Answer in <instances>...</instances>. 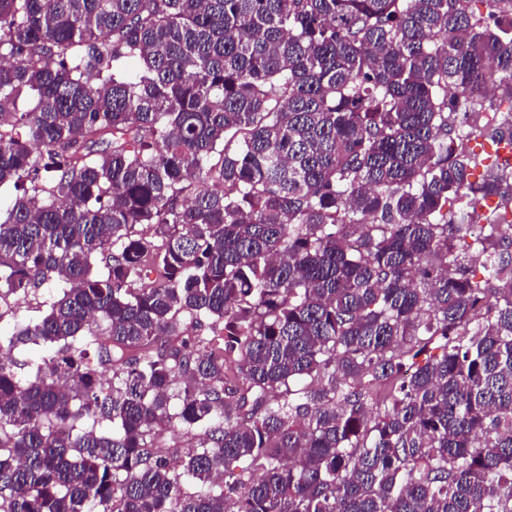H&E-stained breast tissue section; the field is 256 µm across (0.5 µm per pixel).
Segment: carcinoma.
<instances>
[{"instance_id": "cac0c4a2", "label": "carcinoma", "mask_w": 512, "mask_h": 512, "mask_svg": "<svg viewBox=\"0 0 512 512\" xmlns=\"http://www.w3.org/2000/svg\"><path fill=\"white\" fill-rule=\"evenodd\" d=\"M473 2L0 0V297L61 293L0 344L50 348L0 362V512H512V163L471 147L512 0ZM49 351L48 347L25 345L12 348L9 352L5 348L3 352L10 354V357L16 363L14 370L21 376L26 375L31 369L36 366L42 356H45Z\"/></svg>"}]
</instances>
